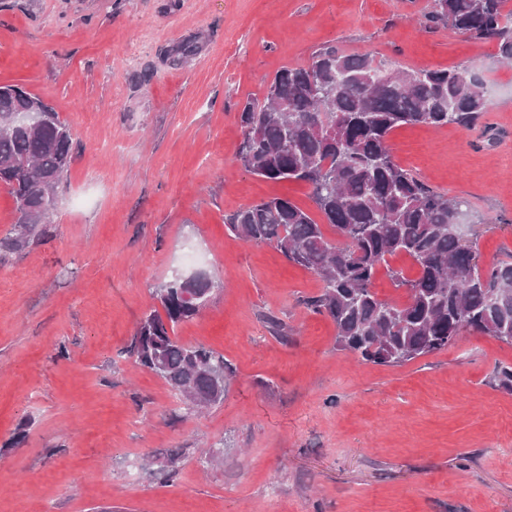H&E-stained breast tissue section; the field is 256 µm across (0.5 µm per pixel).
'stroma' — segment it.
Returning a JSON list of instances; mask_svg holds the SVG:
<instances>
[{
    "label": "stroma",
    "instance_id": "stroma-1",
    "mask_svg": "<svg viewBox=\"0 0 512 512\" xmlns=\"http://www.w3.org/2000/svg\"><path fill=\"white\" fill-rule=\"evenodd\" d=\"M427 5L0 0V86L73 133L49 237L0 260V512H512V394L491 381L511 346L466 331L403 365L363 364L304 308L313 273L224 226L273 196L316 213L307 184L237 161L239 112L333 47L479 74L491 97L476 129L406 125L389 143L466 201L481 266L512 256V66L495 42L428 29ZM201 32L200 55L171 67L166 48ZM190 264L221 286L175 334L234 371L195 415L122 353L153 288ZM173 451L169 485L155 464Z\"/></svg>",
    "mask_w": 512,
    "mask_h": 512
}]
</instances>
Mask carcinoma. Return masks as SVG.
<instances>
[{
  "instance_id": "1",
  "label": "carcinoma",
  "mask_w": 512,
  "mask_h": 512,
  "mask_svg": "<svg viewBox=\"0 0 512 512\" xmlns=\"http://www.w3.org/2000/svg\"><path fill=\"white\" fill-rule=\"evenodd\" d=\"M508 0H430L428 27H452L476 40L498 43L512 61V9ZM201 38L173 43L165 57L183 66L199 53ZM489 99L474 72L452 68L405 70L368 55L333 48L311 64L284 67L264 99L244 103L236 160L273 181L304 182L323 225L286 197H270L225 218L230 235L274 247L289 263L322 281L304 299L307 310L332 320L336 347L364 364L397 366L454 345L465 330L512 346V263L482 269L473 244L462 238L461 204L402 168L389 145L405 125L474 128ZM42 113L35 128L12 125L13 115ZM0 185L14 201L15 225L0 239V254L18 251L48 233L56 188L72 156V132L49 103L24 86H0ZM409 256V279L388 258ZM405 304L378 297L372 283L381 266ZM218 284L207 276H172L152 291L161 310L138 323L124 354L163 379L187 410L224 402L233 371L224 355L174 336V328L201 313L199 295ZM492 381L512 392V366Z\"/></svg>"
}]
</instances>
